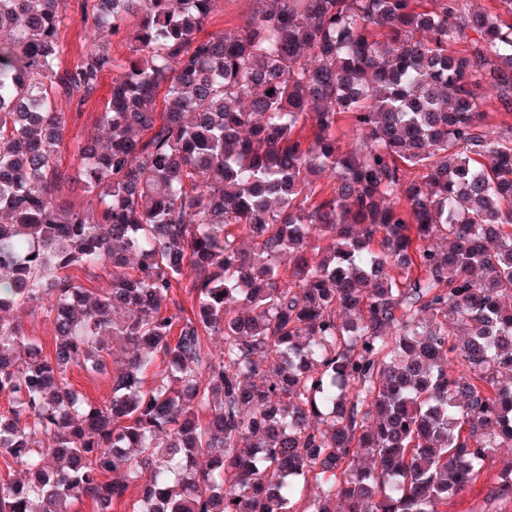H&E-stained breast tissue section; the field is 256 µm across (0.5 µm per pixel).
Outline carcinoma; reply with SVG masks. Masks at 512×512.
<instances>
[{"label":"carcinoma","mask_w":512,"mask_h":512,"mask_svg":"<svg viewBox=\"0 0 512 512\" xmlns=\"http://www.w3.org/2000/svg\"><path fill=\"white\" fill-rule=\"evenodd\" d=\"M67 2L0 0V512L144 472L129 512H443L512 448V0H259L220 36V0H78L131 56L73 175L58 99L114 59L61 68ZM48 307V305H44V303H39L35 308V311L24 314L22 317L23 326L26 332L30 336H38L44 352H52L54 345V329L51 321L46 318L43 308L40 307ZM69 376L73 387L88 402L100 405L110 398V376H103L101 374L90 375L77 368H74Z\"/></svg>","instance_id":"1"}]
</instances>
